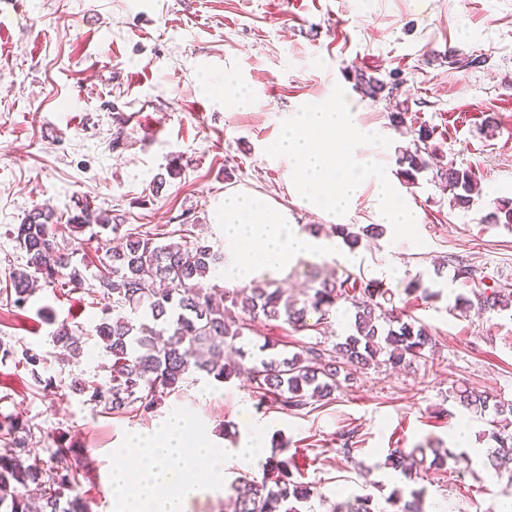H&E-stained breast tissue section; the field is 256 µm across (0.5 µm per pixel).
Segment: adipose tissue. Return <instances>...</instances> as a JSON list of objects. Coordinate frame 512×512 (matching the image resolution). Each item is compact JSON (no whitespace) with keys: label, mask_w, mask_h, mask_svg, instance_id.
Returning a JSON list of instances; mask_svg holds the SVG:
<instances>
[{"label":"adipose tissue","mask_w":512,"mask_h":512,"mask_svg":"<svg viewBox=\"0 0 512 512\" xmlns=\"http://www.w3.org/2000/svg\"><path fill=\"white\" fill-rule=\"evenodd\" d=\"M213 221L224 227L220 275L228 288L286 275L302 258L318 260L334 254L330 241L302 232L288 207L261 191L226 190Z\"/></svg>","instance_id":"obj_1"}]
</instances>
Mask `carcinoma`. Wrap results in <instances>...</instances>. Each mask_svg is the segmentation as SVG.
Listing matches in <instances>:
<instances>
[{"instance_id": "obj_1", "label": "carcinoma", "mask_w": 512, "mask_h": 512, "mask_svg": "<svg viewBox=\"0 0 512 512\" xmlns=\"http://www.w3.org/2000/svg\"><path fill=\"white\" fill-rule=\"evenodd\" d=\"M432 137L433 131L419 129L414 148L402 153L400 174L407 182L429 169ZM435 177L448 188L450 205L463 208L470 202L476 186L470 171L450 164L437 169ZM485 220L511 227L512 201L496 203ZM67 223L78 233L94 224L121 235L122 243L114 246L112 238H99V267L89 275L87 267L73 262L76 239L58 240L55 212L36 207L15 228L22 263L10 268L9 288L0 301L22 311L38 288L65 286L74 291L86 288L90 295L101 297L102 317L94 332L111 365L102 380L76 379L71 388L114 414L151 410L158 396L175 391L194 372L219 383L244 376L260 400L270 399L286 411H301L313 401L331 400L341 386L353 385L357 371L378 362L380 356L394 367L401 366L424 357L432 344V336L418 320L391 306L393 292L372 281L365 283L349 275L339 282H324L300 307L280 288L253 286L232 298V305L244 313L235 320L224 314L205 286L224 266L223 251L186 233L164 243V234L155 228L114 224L112 217L87 203ZM375 230L373 226L354 232L346 224L335 225V233L351 249ZM341 301L354 308L353 329L331 350L315 343L290 357L251 360L236 346V340L260 317L304 328L308 313L324 320ZM475 305L493 311L512 309V287L500 285L472 299L460 295L455 303L462 309ZM45 319L54 326L51 341L57 361L78 360L84 349V329L58 322L50 314ZM9 358L19 359L40 380L39 354L28 348L19 352L0 340V360ZM454 399L481 416L493 414L496 447L487 455L488 464L496 468L512 460V420L508 419L512 405L470 388L458 390ZM32 437L30 425L12 414L0 416V512H86L80 495L64 498V491L76 492L84 478L81 470L69 464L71 449H57L46 462L32 453ZM286 452L282 447L263 463L262 478L244 475L236 480L232 485L234 512H299L296 504L317 495L315 486L294 478V457ZM386 461L413 480L431 468H448L457 463L458 455L446 448L416 445L389 449ZM422 497L412 491L406 499L397 490L390 501L397 512H423ZM334 512L376 510L373 497L367 495L336 504Z\"/></svg>"}]
</instances>
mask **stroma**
<instances>
[{"instance_id":"obj_1","label":"stroma","mask_w":512,"mask_h":512,"mask_svg":"<svg viewBox=\"0 0 512 512\" xmlns=\"http://www.w3.org/2000/svg\"><path fill=\"white\" fill-rule=\"evenodd\" d=\"M228 73L254 93L246 111L224 109ZM360 74L394 86L392 100L364 94ZM337 85L358 121L388 138L372 154L392 174L413 130L426 127L438 164L470 170L481 191L463 209L450 207L430 173L399 183L420 214L423 245L395 243L388 227L345 259L299 260L278 286L301 301L326 279L380 283L428 329L431 348L407 366L370 365L353 387L296 413L260 402L246 380L222 384L197 373L149 412L112 414L70 388L104 377L108 359L95 338L78 362L58 363L53 327L37 314L46 307L89 328L101 316L91 297L43 288L26 310L0 304V338L45 359L34 373L0 362V414L31 425L42 459L58 442L72 447V464L86 473L79 492L88 512H113L110 455L125 433H153L178 408L195 412L210 441L227 450L240 446L239 411L248 409L266 428L268 451L284 444L301 481L316 486L301 512H331L365 495L386 512L399 487L423 491L426 506L446 512L512 504V472L486 463L491 416L454 400L468 387L512 402V311L455 308L458 295L512 284V227L483 221L494 201L512 200V0H0V288L18 256L12 232L36 207L65 219L88 202L123 224H187L220 245L213 213L225 190L246 187L291 206L311 235L330 233L329 221L293 205L284 170L267 162L264 147L286 113L326 101ZM143 97L168 127L147 148L123 120ZM399 102L408 107L400 125L391 118ZM175 158L181 171L166 176ZM449 258L473 266L475 281H455ZM391 265L398 278L387 276ZM413 279L433 298L406 294ZM353 313L339 303L327 323L308 316L305 330L261 319L242 342L255 351L277 340L286 355L316 342L330 348L349 334ZM459 419L470 426L463 442L452 434ZM352 429L357 442L346 455L340 438ZM436 440L460 454L452 468L412 482L387 466L389 449Z\"/></svg>"}]
</instances>
